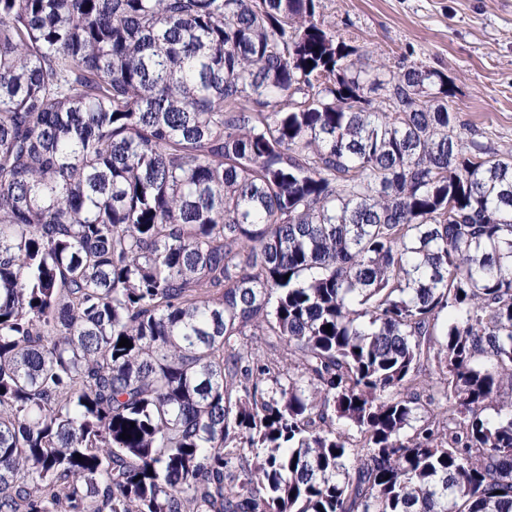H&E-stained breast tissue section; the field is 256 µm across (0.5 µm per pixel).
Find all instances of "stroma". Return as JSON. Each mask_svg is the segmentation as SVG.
<instances>
[{"label":"stroma","instance_id":"stroma-1","mask_svg":"<svg viewBox=\"0 0 512 512\" xmlns=\"http://www.w3.org/2000/svg\"><path fill=\"white\" fill-rule=\"evenodd\" d=\"M328 28L389 70L418 64L448 78L455 131L512 149V0H322Z\"/></svg>","mask_w":512,"mask_h":512}]
</instances>
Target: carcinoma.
I'll return each mask as SVG.
<instances>
[{
	"label": "carcinoma",
	"instance_id": "cac0c4a2",
	"mask_svg": "<svg viewBox=\"0 0 512 512\" xmlns=\"http://www.w3.org/2000/svg\"><path fill=\"white\" fill-rule=\"evenodd\" d=\"M357 54L0 0V512H512V152Z\"/></svg>",
	"mask_w": 512,
	"mask_h": 512
}]
</instances>
